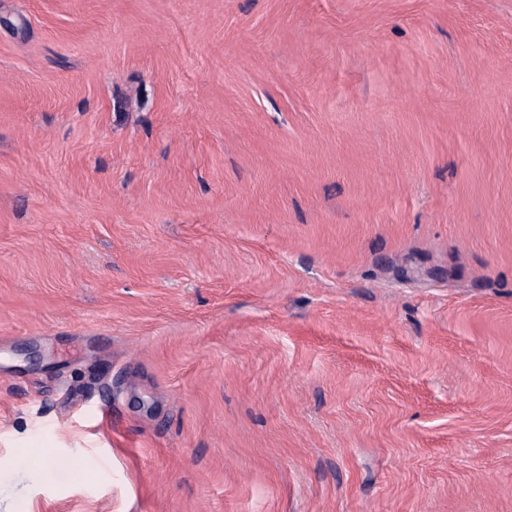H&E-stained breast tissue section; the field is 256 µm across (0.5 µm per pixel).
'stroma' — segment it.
Returning a JSON list of instances; mask_svg holds the SVG:
<instances>
[{"label": "stroma", "instance_id": "obj_1", "mask_svg": "<svg viewBox=\"0 0 512 512\" xmlns=\"http://www.w3.org/2000/svg\"><path fill=\"white\" fill-rule=\"evenodd\" d=\"M0 512H512V0H0Z\"/></svg>", "mask_w": 512, "mask_h": 512}]
</instances>
